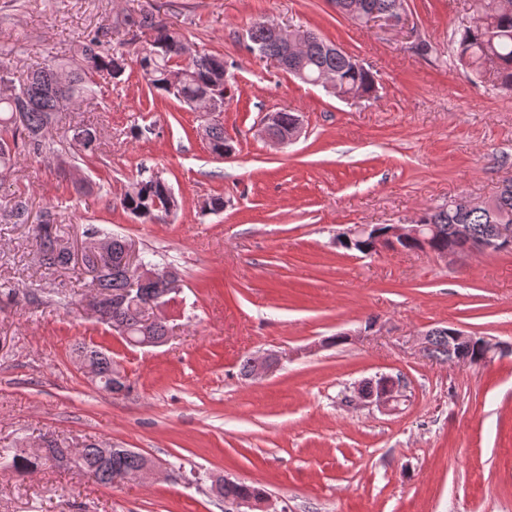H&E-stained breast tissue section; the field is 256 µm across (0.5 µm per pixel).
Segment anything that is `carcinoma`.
<instances>
[{
    "mask_svg": "<svg viewBox=\"0 0 512 512\" xmlns=\"http://www.w3.org/2000/svg\"><path fill=\"white\" fill-rule=\"evenodd\" d=\"M336 12L348 19L362 23L365 17L376 11L385 15L396 13L397 0H333ZM478 20L466 28L455 41V56L459 65L477 78L487 73L495 76L501 87L512 89V3L505 0H478L475 3ZM115 27L129 31L150 29L154 39L140 53L139 66L147 80L149 90L163 92L183 103H190L205 96L224 104L231 92V84L224 82L228 72L227 62L220 53H202L188 63H181L184 40L175 30L155 20L153 15L124 14L115 20ZM110 31L98 28L78 40L71 58L50 62L31 70L25 77L14 80V72L5 61L0 60V84L12 85L11 94L0 95V183L16 164L18 138L26 139L35 153H40L47 144L42 140L44 131L64 108L78 107L94 99L95 77L107 74L113 78L125 70V60L105 49ZM247 49L256 52L268 46L266 56L280 54L282 46L269 43L265 23L255 22L249 28ZM358 58L344 52L329 49L324 39L310 43L304 51V70L309 82H314L324 72L332 73L346 92L355 97H371L378 90L374 74L364 66L357 65ZM185 72L179 87L173 89L169 75ZM72 140L85 151L97 149V128L84 123L70 126ZM224 128L212 127L209 133V148L213 155L224 156ZM177 199L168 196L167 183L158 176L133 183L121 199V206L130 213L153 224L167 222L177 208ZM424 223L435 227L430 244L446 248L450 243L448 232L455 224H469L478 234H485L492 224L512 223V186L502 188L490 207L478 205L464 210L453 204L445 208H427L423 211ZM90 239L99 237L106 241V251L92 252L86 247L81 257L62 243L57 234L54 215L45 210L38 224L34 225L33 238L40 263L47 269H67L80 261L92 274L90 287L106 302L105 313L112 326L126 328L129 336L139 339L144 335L142 318L145 309L163 293L165 276L146 279L131 290L128 270L120 258L125 251L126 239L118 236H100L94 226L87 228ZM432 356L448 359V328L438 327L432 341ZM77 355L85 356L100 373L98 385L105 392H112V359L108 352L84 344L75 348ZM81 469L94 476L98 482L112 485L129 479L148 460V457L126 448L112 450V458L105 464L94 443L79 448ZM70 449L53 437L44 440L43 454L32 458L17 457L15 462L24 471H33L44 460L61 462ZM264 495L260 487L240 481L224 483L222 496L226 500L250 496L256 499Z\"/></svg>",
    "mask_w": 512,
    "mask_h": 512,
    "instance_id": "obj_1",
    "label": "carcinoma"
}]
</instances>
